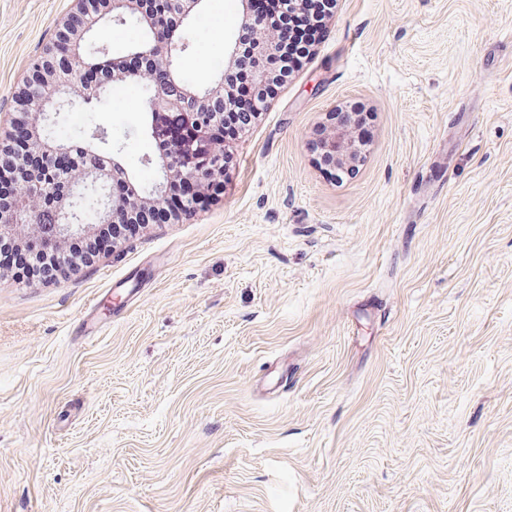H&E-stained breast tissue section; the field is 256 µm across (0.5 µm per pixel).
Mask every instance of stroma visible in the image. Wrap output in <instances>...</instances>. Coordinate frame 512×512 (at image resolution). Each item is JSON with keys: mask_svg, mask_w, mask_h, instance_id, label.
I'll return each instance as SVG.
<instances>
[{"mask_svg": "<svg viewBox=\"0 0 512 512\" xmlns=\"http://www.w3.org/2000/svg\"><path fill=\"white\" fill-rule=\"evenodd\" d=\"M75 9L0 0L1 138ZM241 12L190 18L189 82ZM351 100L374 135L339 180L310 140ZM138 106L48 133L105 127L145 185ZM225 150L208 209L55 283L0 277V512H512V0H337Z\"/></svg>", "mask_w": 512, "mask_h": 512, "instance_id": "stroma-1", "label": "stroma"}]
</instances>
